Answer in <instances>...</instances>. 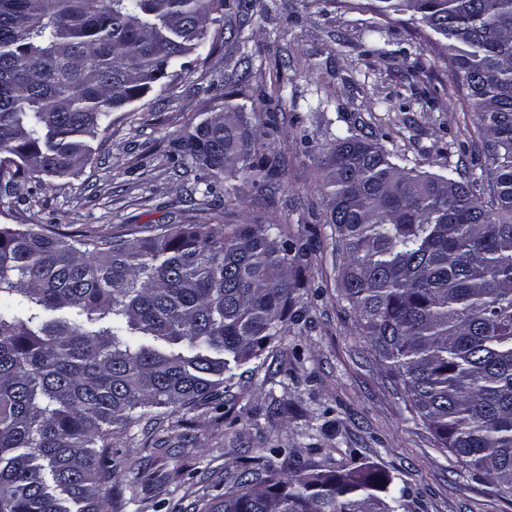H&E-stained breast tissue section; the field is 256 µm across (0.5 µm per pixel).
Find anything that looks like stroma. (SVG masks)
I'll use <instances>...</instances> for the list:
<instances>
[{
    "mask_svg": "<svg viewBox=\"0 0 512 512\" xmlns=\"http://www.w3.org/2000/svg\"><path fill=\"white\" fill-rule=\"evenodd\" d=\"M242 17L225 10L209 44L123 112L94 143L92 163L57 180L12 223L62 236L158 224L259 222L308 242L297 272L296 316L287 335L238 367L220 407L159 408L119 429L108 450L112 512H198L261 448L292 461L390 475L417 512H512V501L464 472L432 433L410 418L402 387L368 351L344 313L324 222L321 161L328 127L358 121L381 129L389 151L441 173L471 164L482 143L465 90L430 49L410 14L384 18L337 0H262ZM378 24L370 36L366 26ZM386 54H378V47ZM285 87L275 99L272 81ZM238 104L283 164L280 185L231 181L234 203L206 193L179 145L207 114Z\"/></svg>",
    "mask_w": 512,
    "mask_h": 512,
    "instance_id": "stroma-1",
    "label": "stroma"
}]
</instances>
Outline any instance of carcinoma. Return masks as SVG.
Wrapping results in <instances>:
<instances>
[{"instance_id":"cac0c4a2","label":"carcinoma","mask_w":512,"mask_h":512,"mask_svg":"<svg viewBox=\"0 0 512 512\" xmlns=\"http://www.w3.org/2000/svg\"><path fill=\"white\" fill-rule=\"evenodd\" d=\"M409 12L461 78L489 164L408 165L378 134H333L324 223L357 335L411 419L512 498V0H343ZM227 0H0V214L77 176L114 112L207 43ZM181 156L206 192L282 175L239 106ZM303 251L279 224L151 226L69 239L0 224V512H109L114 428L224 398V374L288 332ZM255 458L199 512H416L389 476Z\"/></svg>"}]
</instances>
